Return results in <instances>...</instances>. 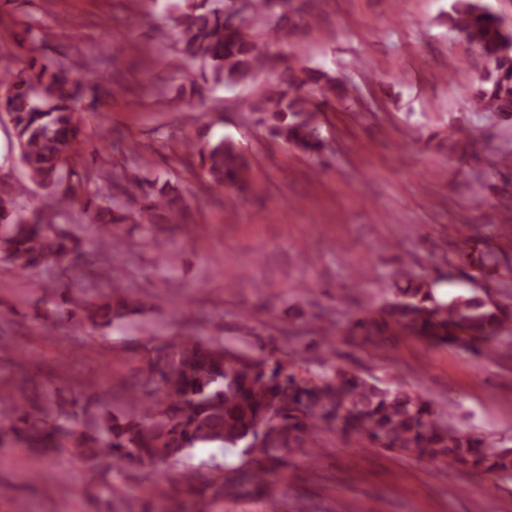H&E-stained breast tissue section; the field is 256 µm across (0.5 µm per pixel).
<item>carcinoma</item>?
I'll use <instances>...</instances> for the list:
<instances>
[{
  "label": "carcinoma",
  "mask_w": 512,
  "mask_h": 512,
  "mask_svg": "<svg viewBox=\"0 0 512 512\" xmlns=\"http://www.w3.org/2000/svg\"><path fill=\"white\" fill-rule=\"evenodd\" d=\"M325 0H182L175 18L176 45L192 66L209 70L213 84L231 88L267 72L274 80L238 101L244 118L309 158L327 149L322 115L331 103L350 97L351 86L321 69L303 64L297 47L317 24ZM448 28L484 62L468 109L495 118L512 117V30L481 3L454 0ZM264 36L273 45L286 42L287 53L261 49ZM84 66L65 59L50 65L31 61L26 70L0 71V124L8 127L18 161L28 181L47 196L41 209L29 213L17 204L23 187L0 178V259L26 272L54 267L73 269L81 254V238L69 228L86 217L102 238L112 229L137 224H172L183 210L177 186H162L136 173L130 183L135 197L106 169L95 172L74 163L83 135L77 104L98 98L87 83ZM462 156L476 157L478 138L461 128L450 133ZM184 167L207 188L239 197L249 182V165L241 149L220 139L201 144L184 137ZM109 292L97 299L86 290L69 299H45L56 322L74 331L108 328L133 322L145 305L124 289L116 268L90 271ZM396 328L432 345H449L481 356L495 342L509 340L498 356L512 359V298L493 299L485 288L449 300L437 298L423 281L396 284L393 299L376 317H361L344 329L348 336H382ZM95 396L73 399L71 409L49 421L24 390L0 393V412L12 420L16 442L26 448L68 451L83 463L100 493H113L109 475L115 463L127 466L178 463L192 448L218 443L242 448L252 465L198 480L188 474L182 486L155 483L161 504L174 496L187 500L183 512H209L226 497L245 489H262L271 499L278 490L270 477L288 456L314 444L320 429L360 434L385 451L423 461H444L470 472L512 477V448L484 433L463 431L442 422L430 401L401 383L369 380L343 367L297 374L271 355L256 358L199 336H186L146 351L138 380L127 389L129 413L123 421L106 419L92 409Z\"/></svg>",
  "instance_id": "cac0c4a2"
}]
</instances>
